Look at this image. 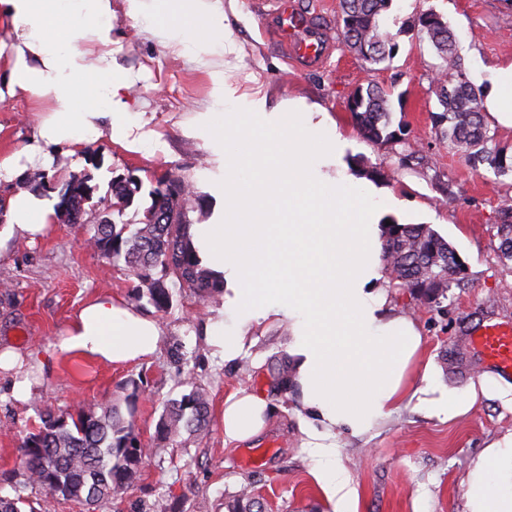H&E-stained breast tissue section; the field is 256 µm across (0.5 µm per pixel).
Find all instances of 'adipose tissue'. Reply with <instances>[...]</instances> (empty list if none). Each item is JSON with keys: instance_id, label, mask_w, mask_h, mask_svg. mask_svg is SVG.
<instances>
[{"instance_id": "adipose-tissue-1", "label": "adipose tissue", "mask_w": 512, "mask_h": 512, "mask_svg": "<svg viewBox=\"0 0 512 512\" xmlns=\"http://www.w3.org/2000/svg\"><path fill=\"white\" fill-rule=\"evenodd\" d=\"M125 7L164 45L211 60L213 101L197 113L193 132L218 168L202 189L222 208L212 223L192 225L191 242L201 267L223 276L224 299L202 339L231 364L252 346L256 326L287 327V382L309 414L301 431L314 475L333 512H358L337 433L363 435L413 399L450 422L490 385L482 379L441 389L416 322L388 307L382 219L400 202L349 168L347 141L331 114L303 101L271 112L265 98L232 96L222 0H125ZM113 16L112 0H0V23L14 33L0 100L50 104L37 113L31 142L0 157V181L50 169L57 147L77 156L105 138L142 153L156 139L128 101L131 80L112 67ZM476 82L486 118L512 130V59L479 66ZM7 210L0 243L35 238L54 216L46 199L27 190L10 196ZM161 336L157 320L100 294L75 313L56 347L122 364L152 355ZM270 412L253 392L228 395L225 443L258 435ZM463 500L462 512H512V432L471 459Z\"/></svg>"}]
</instances>
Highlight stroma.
Wrapping results in <instances>:
<instances>
[{"instance_id":"obj_1","label":"stroma","mask_w":512,"mask_h":512,"mask_svg":"<svg viewBox=\"0 0 512 512\" xmlns=\"http://www.w3.org/2000/svg\"><path fill=\"white\" fill-rule=\"evenodd\" d=\"M296 12L333 36L330 57L321 65L288 59L277 31L272 0H236L228 11L231 49L229 84L237 95L264 96L268 108L290 99L323 103L351 146L349 160L377 170V187L403 202L411 222L437 231L459 253L467 278L429 307H421L409 289L389 287L391 306L411 316L425 340L428 356L441 369L442 384L462 388L488 368L468 339L486 323L512 324V263L498 257L500 209L512 200V185L473 173L430 120L436 111L439 59L427 40L404 33L405 21L433 10L456 35V53L465 70L512 58V0H400L380 19V28L398 45L393 59L368 70L338 37L340 0H289ZM113 56L121 71L136 81L133 106L144 112L158 134L152 158L100 140L92 145L95 165L86 171L95 191L85 205L84 223L54 221L35 242L10 239L0 250V347L32 355L26 365L36 393L28 401L12 392L14 378L0 373V471L18 466V446L40 410H66L78 404L124 403L128 379L143 377L136 401L135 431L151 454L123 499L100 503L95 512H229L242 487H249L264 512H332L301 446L299 421L307 412L296 391L278 386L275 363L286 358L285 327L261 326L256 343L237 365L227 366L197 334L210 315L190 291H182L169 312L156 316L163 328L158 351L128 365L53 351L70 319L98 294L130 301L137 278L112 266L86 243L88 224L110 203L113 177L134 171L143 183L122 219L138 223L149 206L158 174L194 181L209 177L212 166L195 139L184 134L194 111L208 105V69L191 56L163 47L141 33L140 22L125 13L124 0H112ZM375 84L390 91L393 123L406 124L415 155L400 159L399 145L366 139L346 108L349 94ZM33 115L21 99L0 101V154L29 143ZM181 342L185 358L174 363L170 348ZM210 393L211 422L202 438L163 440L156 434L165 405L185 393L186 381ZM246 388L265 396L272 408L256 439L225 444V398ZM512 430V403L481 397L462 419L443 422L402 404L383 426L362 437L337 434V457L359 495V512H461L462 486L472 458Z\"/></svg>"}]
</instances>
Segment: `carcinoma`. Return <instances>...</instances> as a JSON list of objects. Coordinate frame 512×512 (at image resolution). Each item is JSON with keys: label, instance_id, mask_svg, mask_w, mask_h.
I'll list each match as a JSON object with an SVG mask.
<instances>
[{"label": "carcinoma", "instance_id": "1", "mask_svg": "<svg viewBox=\"0 0 512 512\" xmlns=\"http://www.w3.org/2000/svg\"><path fill=\"white\" fill-rule=\"evenodd\" d=\"M392 0H341L342 42L364 62L377 65L393 57L395 43L380 29L379 17ZM406 30L427 37L440 63L438 101L440 110L431 113L433 128L457 148L470 168L481 172L490 168L498 176H512V150L489 146L494 140L484 121L479 89L468 79L456 56V36L441 15L429 11L404 23ZM356 126L368 140L377 144L405 141L404 133L390 129V92L370 84L356 91L349 100ZM91 175H70L62 183L58 207L68 203L75 210L92 190ZM142 190L134 175L112 179L109 207L103 221L89 229L92 248L112 263H124L140 281L133 288L132 300L146 303L158 312H168L175 290L189 289L201 301L224 290V278L210 275L200 267L190 244L192 222L187 218L189 202L201 208L204 200L192 196L190 183L179 176L157 180L149 191L151 205L143 210L138 227L118 224L113 213L131 207ZM498 251L505 261L512 260V208L501 209L498 224ZM382 259L392 279L401 288L432 303L446 296L451 285H460L466 274L464 262L455 248L434 230L422 224L391 221L383 243ZM142 378L126 381L130 390L126 409L112 403L77 407L71 412L50 409L39 413V422L21 440L20 463L0 474V480L15 490L13 497L0 496V512H22L27 490L42 494L40 510L52 512L59 500L92 506L117 499L138 478L147 456L135 432L134 412ZM210 423V398L206 388L194 386L164 408L157 423V434L171 439L186 433L199 437Z\"/></svg>", "mask_w": 512, "mask_h": 512}]
</instances>
